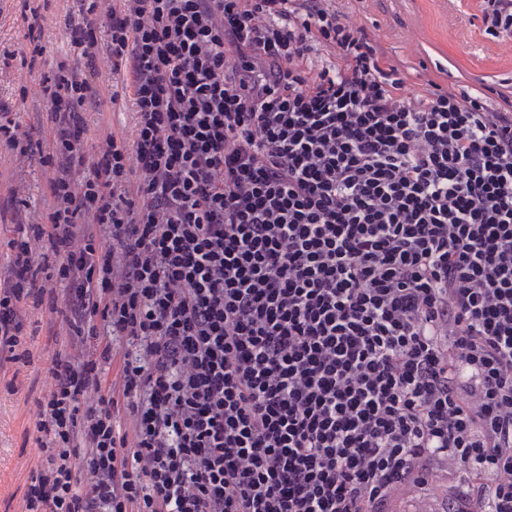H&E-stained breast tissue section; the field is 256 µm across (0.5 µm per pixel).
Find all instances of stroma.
Wrapping results in <instances>:
<instances>
[{"mask_svg": "<svg viewBox=\"0 0 512 512\" xmlns=\"http://www.w3.org/2000/svg\"><path fill=\"white\" fill-rule=\"evenodd\" d=\"M344 5L358 23L376 28L390 52L411 70L439 61L472 78L512 79V37L487 35L467 0H344ZM40 23L45 45L40 68L45 71L69 53L60 5L55 2L44 11ZM26 33L18 0H0V51L26 49ZM27 75L17 59L0 71V106L16 113L23 129L39 131L47 126L45 108L19 97ZM0 185L19 186L24 221L44 222L46 175L38 161L0 147ZM25 318L34 362L19 370L6 365L4 371L14 375V384L0 382V512H21L28 476L42 460L34 434V401L48 385L55 339L40 310L27 309Z\"/></svg>", "mask_w": 512, "mask_h": 512, "instance_id": "35a3bbf8", "label": "stroma"}]
</instances>
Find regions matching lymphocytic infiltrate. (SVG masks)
I'll return each mask as SVG.
<instances>
[{
  "label": "lymphocytic infiltrate",
  "mask_w": 512,
  "mask_h": 512,
  "mask_svg": "<svg viewBox=\"0 0 512 512\" xmlns=\"http://www.w3.org/2000/svg\"><path fill=\"white\" fill-rule=\"evenodd\" d=\"M75 2L49 139L0 111L50 197L0 241V366L27 304L70 334L24 512H434L455 476L512 512V89L409 75L337 0ZM104 112H108L106 114V122L101 125H95L92 129L91 137L93 138V143L97 145L99 142H102L107 133L112 131V127H114V129L124 128L128 134H131L132 115L128 109L121 111L117 109L115 112H112V109L108 110L107 107H104Z\"/></svg>",
  "instance_id": "obj_1"
}]
</instances>
